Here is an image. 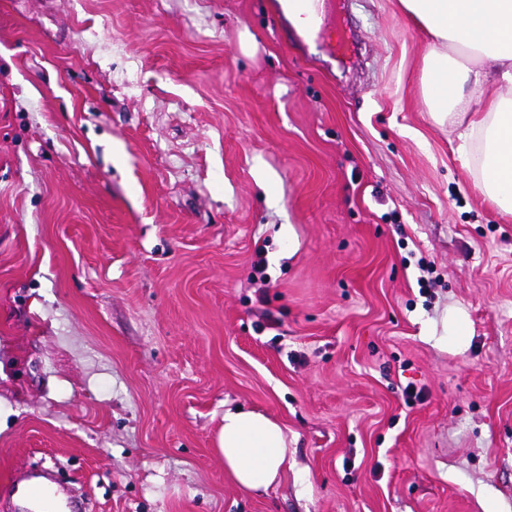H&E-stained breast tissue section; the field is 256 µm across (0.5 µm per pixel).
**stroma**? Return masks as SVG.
I'll return each instance as SVG.
<instances>
[{"instance_id":"stroma-1","label":"stroma","mask_w":512,"mask_h":512,"mask_svg":"<svg viewBox=\"0 0 512 512\" xmlns=\"http://www.w3.org/2000/svg\"><path fill=\"white\" fill-rule=\"evenodd\" d=\"M269 2L0 0V483L512 512V216L426 106L431 40L336 0L332 53ZM235 406L288 430L262 494L216 450Z\"/></svg>"}]
</instances>
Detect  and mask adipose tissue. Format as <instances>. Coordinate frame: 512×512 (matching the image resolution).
<instances>
[{"label": "adipose tissue", "instance_id": "obj_1", "mask_svg": "<svg viewBox=\"0 0 512 512\" xmlns=\"http://www.w3.org/2000/svg\"><path fill=\"white\" fill-rule=\"evenodd\" d=\"M431 38L423 94L436 122L469 120L480 187L512 215V0H399ZM224 472L243 491L267 490L288 470V434L262 412L224 411Z\"/></svg>", "mask_w": 512, "mask_h": 512}]
</instances>
